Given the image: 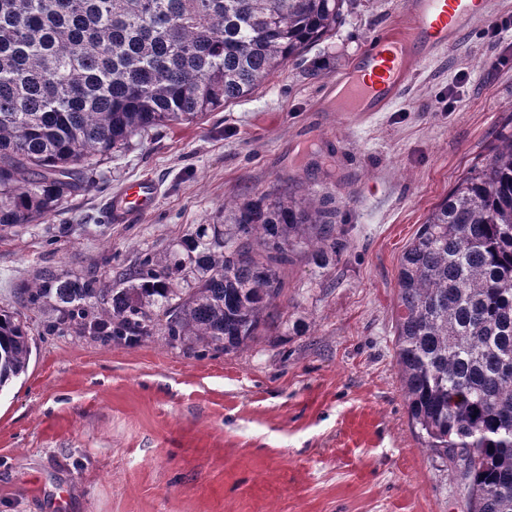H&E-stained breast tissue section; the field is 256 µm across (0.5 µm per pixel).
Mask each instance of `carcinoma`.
Listing matches in <instances>:
<instances>
[{
    "mask_svg": "<svg viewBox=\"0 0 512 512\" xmlns=\"http://www.w3.org/2000/svg\"><path fill=\"white\" fill-rule=\"evenodd\" d=\"M352 0H0V226L30 224L84 173L158 126L251 94L327 38ZM330 200L259 193L161 256L21 291L57 325L136 344L242 350L274 324L283 269L336 254ZM409 422L448 458L467 512H512V138L428 214L397 279ZM28 326L0 310V390L27 371Z\"/></svg>",
    "mask_w": 512,
    "mask_h": 512,
    "instance_id": "cac0c4a2",
    "label": "carcinoma"
}]
</instances>
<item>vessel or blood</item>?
<instances>
[{"label": "vessel or blood", "instance_id": "b4317fda", "mask_svg": "<svg viewBox=\"0 0 512 512\" xmlns=\"http://www.w3.org/2000/svg\"><path fill=\"white\" fill-rule=\"evenodd\" d=\"M487 9V0H405L406 26L375 40L362 66L337 78L330 107L351 118L388 110L414 64L453 43L464 26L485 17ZM157 196L155 182L132 181L112 199L113 221L130 222L152 209Z\"/></svg>", "mask_w": 512, "mask_h": 512}]
</instances>
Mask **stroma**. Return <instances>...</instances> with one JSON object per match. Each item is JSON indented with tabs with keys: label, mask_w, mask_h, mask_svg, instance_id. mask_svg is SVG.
<instances>
[{
	"label": "stroma",
	"mask_w": 512,
	"mask_h": 512,
	"mask_svg": "<svg viewBox=\"0 0 512 512\" xmlns=\"http://www.w3.org/2000/svg\"><path fill=\"white\" fill-rule=\"evenodd\" d=\"M403 19L402 0H355L252 94L133 138L89 190L0 228V308L32 338L27 372L0 390V512H467L408 419L397 276L433 207L512 137V0H488L390 110L331 112L332 83ZM144 176L155 208L110 222L112 195ZM285 189L331 199L339 248L322 268L294 255L276 324L244 351L61 334L49 305L20 298L49 268L108 282L222 221L225 202Z\"/></svg>",
	"instance_id": "stroma-1"
}]
</instances>
